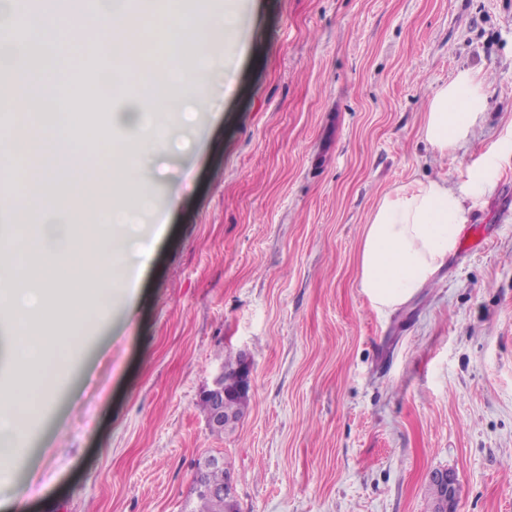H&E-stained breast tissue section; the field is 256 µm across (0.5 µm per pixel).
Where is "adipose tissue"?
Segmentation results:
<instances>
[{
    "mask_svg": "<svg viewBox=\"0 0 512 512\" xmlns=\"http://www.w3.org/2000/svg\"><path fill=\"white\" fill-rule=\"evenodd\" d=\"M154 14L165 29L178 59L179 48L198 39L209 19L188 12L185 0H96V21L111 47L125 44L132 28L127 19L132 2ZM12 63L0 67V108L14 110L18 118L0 135V161L38 160L49 141L91 146L96 138L112 140L109 164L83 168L84 178H111L126 194L127 210H114L97 197L87 198L84 208L92 215L114 216L111 238L98 230L78 231L76 224H53L59 214L60 195L54 164L35 170L27 182L22 203L30 212L46 216V224L31 233L29 224L17 222L7 241L0 243V312H7L14 326L13 343L21 353L23 369L17 374L11 393L0 394V427L10 436L0 446V468L10 469L28 454L30 426L43 418L58 384L66 377L73 352L71 338L51 335L48 329L55 315H64L74 329L102 317L113 294H128L149 260L161 227L151 236L132 242L127 220L129 210L146 204L150 192L144 183L143 160L150 151L164 153L168 142L149 149L144 141L142 117L154 111L152 100L144 98L124 59H117L112 89L130 105L129 111L112 115L113 126L126 129L124 137H113L111 128L98 130L80 125L72 113L38 111L30 94L14 93L19 73L27 67L26 54L9 48ZM213 74L201 66L182 69L179 78L159 80L155 94L173 105L194 106L205 95ZM487 109V97L474 73L459 71L441 85L427 103L422 138L433 149L447 152L464 147ZM488 182L475 173L468 190L462 191L444 179L409 184L385 195L366 224L358 263V284L372 308L380 313L407 304L430 282L454 253L468 221L466 201L485 192Z\"/></svg>",
    "mask_w": 512,
    "mask_h": 512,
    "instance_id": "1",
    "label": "adipose tissue"
}]
</instances>
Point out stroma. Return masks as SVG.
Instances as JSON below:
<instances>
[{"label":"stroma","instance_id":"35a3bbf8","mask_svg":"<svg viewBox=\"0 0 512 512\" xmlns=\"http://www.w3.org/2000/svg\"><path fill=\"white\" fill-rule=\"evenodd\" d=\"M250 48L232 94L211 84L153 181L166 230L136 299L85 331L69 379L0 490L30 512H184L198 459L223 453L239 512H512V0H238ZM58 56L60 111L109 126L84 70L113 67L93 28ZM476 72L489 109L470 143L421 138L426 104ZM470 227L389 314L357 282L363 228L398 187L466 188ZM252 364L233 431L199 393L228 354ZM435 476V475H433ZM436 480L439 483L438 485L433 482L429 483V491H430V500H431V509L432 512L443 511V507L440 506V490H441V499L442 502L445 503L446 509L445 512H456V478L453 474L448 472H441L436 474ZM440 488V489H439Z\"/></svg>","mask_w":512,"mask_h":512}]
</instances>
